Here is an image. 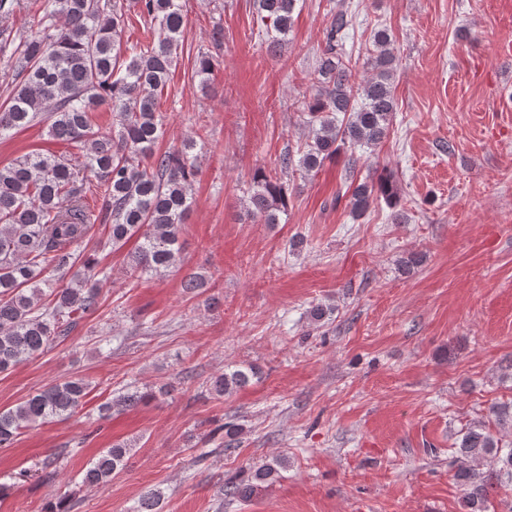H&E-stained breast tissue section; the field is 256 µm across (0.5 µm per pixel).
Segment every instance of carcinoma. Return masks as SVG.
I'll return each instance as SVG.
<instances>
[{"mask_svg": "<svg viewBox=\"0 0 512 512\" xmlns=\"http://www.w3.org/2000/svg\"><path fill=\"white\" fill-rule=\"evenodd\" d=\"M298 0H258L260 21L271 20L266 49L277 54L287 43ZM150 23V41H122L125 20L115 0H43L34 35L0 31V52L20 78L9 104L0 108V137L45 115L48 135L78 143L80 160L31 153L0 167V372L34 359L99 305L100 272L93 255L78 260L76 248L93 225L109 226L108 244L122 248L139 239L129 263L131 278L176 264L183 221L192 205L197 169L189 145L155 154L165 133L158 101L164 93L184 32L181 0H135ZM352 15L337 11L314 70L317 93L302 105L311 139L296 153L282 155L280 170L296 168L308 176L339 154L349 142L375 147L387 137L396 112L392 79L397 70L388 30L372 32L367 65L373 75L351 83L352 56L343 47ZM211 57L195 60L198 89L207 93ZM112 112V127L94 119L101 106ZM102 198L95 211L85 201L89 187ZM377 197L399 201L392 176L358 184L349 206L360 217ZM287 207V188L264 170L253 176L249 213L262 224H277ZM251 368L237 367L209 384L224 396L249 384ZM90 384L74 377L48 384L17 406L0 410V447L36 424L65 421L77 413ZM156 391L125 393L103 404L100 413L124 411L155 397ZM222 447L239 442L240 425L225 423ZM132 445L116 442L102 449L83 481L101 486L126 465ZM493 467L484 471L481 462ZM455 473L464 490L465 512H487L489 489L512 482V442L483 422H475L455 442ZM288 469L277 456L224 482L223 495L249 499L268 489ZM165 496L148 490L133 512H163Z\"/></svg>", "mask_w": 512, "mask_h": 512, "instance_id": "obj_1", "label": "carcinoma"}]
</instances>
